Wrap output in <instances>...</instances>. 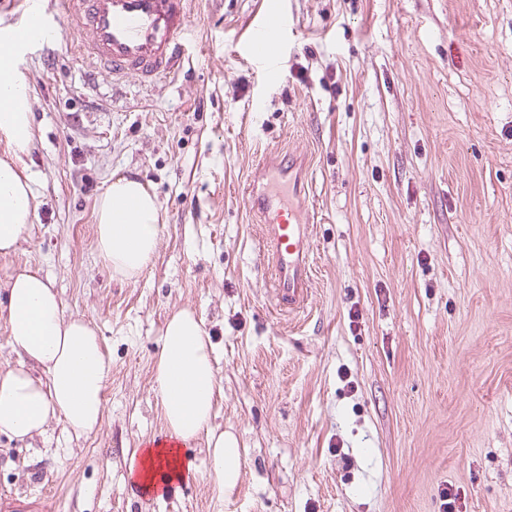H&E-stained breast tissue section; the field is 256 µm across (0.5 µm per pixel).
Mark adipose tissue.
<instances>
[{"instance_id": "1", "label": "adipose tissue", "mask_w": 512, "mask_h": 512, "mask_svg": "<svg viewBox=\"0 0 512 512\" xmlns=\"http://www.w3.org/2000/svg\"><path fill=\"white\" fill-rule=\"evenodd\" d=\"M27 85L18 58L0 52V254L16 251L33 217V176L24 157L33 143ZM95 248L113 272L137 278L151 262L161 226L153 194L137 178L120 177L99 201ZM0 319L9 329L16 361L0 366V434L24 440L62 423L75 436L95 433L104 416L110 372L102 341L83 318L66 315L47 277L24 266L0 282ZM212 342L201 319L187 308L168 318L155 366V381L166 423V439L134 451L131 483L162 498L184 481L191 464L182 453L205 436L217 492L237 486L243 450L236 436L212 426L222 380L214 367Z\"/></svg>"}]
</instances>
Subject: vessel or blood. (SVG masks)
<instances>
[{"label": "vessel or blood", "instance_id": "vessel-or-blood-1", "mask_svg": "<svg viewBox=\"0 0 512 512\" xmlns=\"http://www.w3.org/2000/svg\"><path fill=\"white\" fill-rule=\"evenodd\" d=\"M24 20L0 47L17 51L29 44L52 45L59 37L76 40L85 63L87 86L100 76L120 81L135 75L151 85L174 76L186 48L191 25V0H18ZM285 18L269 11L248 40L257 63L275 69L277 44ZM304 159L265 152L258 160L245 191L251 210L260 218L271 252L273 307L287 313L302 311L312 285L309 257L311 223L308 204L301 195Z\"/></svg>", "mask_w": 512, "mask_h": 512}]
</instances>
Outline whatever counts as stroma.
I'll return each mask as SVG.
<instances>
[{
  "mask_svg": "<svg viewBox=\"0 0 512 512\" xmlns=\"http://www.w3.org/2000/svg\"><path fill=\"white\" fill-rule=\"evenodd\" d=\"M283 13L282 69L247 52ZM183 65L83 84L67 48L29 47L31 265L112 360L99 430L0 435V512H512V0H194ZM305 150L310 305L271 306L244 188L259 154ZM138 177L163 228L138 278L95 249L109 184ZM202 318L222 379L213 425L245 448L213 491L205 437L162 499L133 450L163 434L165 322Z\"/></svg>",
  "mask_w": 512,
  "mask_h": 512,
  "instance_id": "obj_1",
  "label": "stroma"
}]
</instances>
